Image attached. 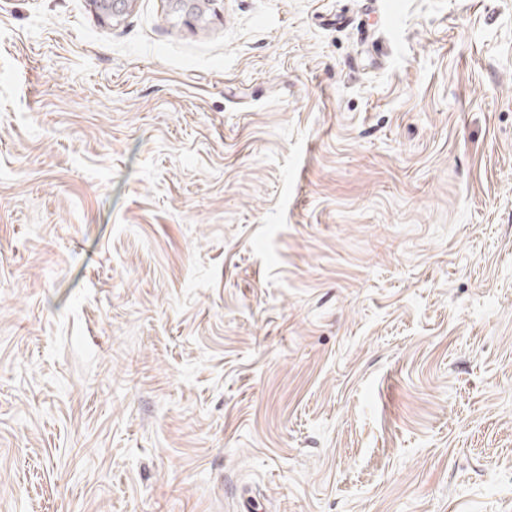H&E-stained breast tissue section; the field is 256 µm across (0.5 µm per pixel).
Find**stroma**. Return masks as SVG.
<instances>
[{
    "mask_svg": "<svg viewBox=\"0 0 512 512\" xmlns=\"http://www.w3.org/2000/svg\"><path fill=\"white\" fill-rule=\"evenodd\" d=\"M0 0V512H512V0Z\"/></svg>",
    "mask_w": 512,
    "mask_h": 512,
    "instance_id": "35a3bbf8",
    "label": "stroma"
}]
</instances>
